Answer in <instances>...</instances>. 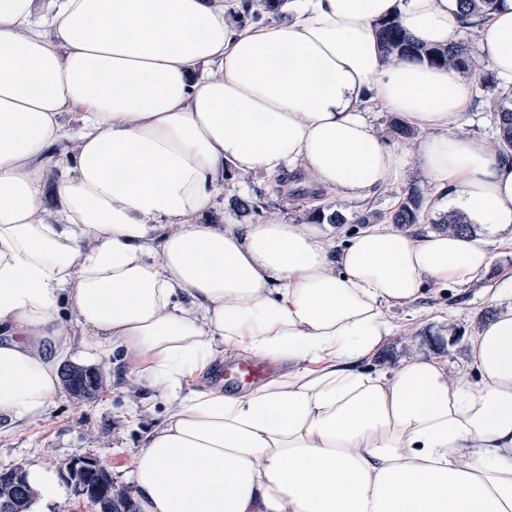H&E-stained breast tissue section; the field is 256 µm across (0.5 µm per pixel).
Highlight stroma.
<instances>
[{
    "label": "stroma",
    "mask_w": 512,
    "mask_h": 512,
    "mask_svg": "<svg viewBox=\"0 0 512 512\" xmlns=\"http://www.w3.org/2000/svg\"><path fill=\"white\" fill-rule=\"evenodd\" d=\"M415 186L427 196L424 219L417 226L418 231L426 232L432 230L442 211L434 189L413 164L404 180L367 202L332 196L328 203L346 214L367 208L386 213L395 199ZM490 250V266L469 284L445 291L429 289L414 306L390 311L388 317L397 331L365 362V369L389 372L403 359L439 355L447 359L451 378L467 373L471 337L487 316L512 305V285L504 281L505 272L512 270V252L496 244ZM96 366L103 371L105 382L95 399L77 401L63 391L38 421L0 420V470L39 465L61 476L73 458L99 456L108 459L113 481L124 484L122 464L130 461L163 422L166 406L155 390L132 383L118 359H103Z\"/></svg>",
    "instance_id": "stroma-1"
}]
</instances>
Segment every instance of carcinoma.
<instances>
[{"label":"carcinoma","mask_w":512,"mask_h":512,"mask_svg":"<svg viewBox=\"0 0 512 512\" xmlns=\"http://www.w3.org/2000/svg\"><path fill=\"white\" fill-rule=\"evenodd\" d=\"M285 0H258L259 9L251 15L258 20L263 16H281V7ZM463 11L461 15L462 28L466 29L467 40L450 44L446 47L429 48L416 44L406 33L396 18L379 23L380 40L387 52L401 57H425L432 64H448L461 68L469 76L478 75L482 87L493 89L497 85L494 76L488 72L477 73L474 57V45L478 34L475 26L479 20L490 11L496 9L501 0H461ZM493 124L496 130L495 143L501 152L512 151V95H501L494 102ZM426 197L418 189L409 191L396 209L386 214L378 212L353 213L346 216L336 209L331 213L315 215L304 213L302 220H313L317 224H373L385 221L391 224H419L425 208ZM437 229L442 231L465 233L471 230L465 217L460 213L449 214L435 222ZM69 395L84 401L96 395L100 388L97 373L88 368L72 369L63 379ZM86 472L80 478L87 488L99 487L103 490L101 498L89 500L98 512H135L128 488L116 487L112 484V476L103 470H92V465L84 462ZM34 497L29 485H24L22 492H17L14 480L0 479V512H27Z\"/></svg>","instance_id":"cac0c4a2"}]
</instances>
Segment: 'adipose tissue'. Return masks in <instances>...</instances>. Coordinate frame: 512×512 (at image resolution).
Wrapping results in <instances>:
<instances>
[{"mask_svg": "<svg viewBox=\"0 0 512 512\" xmlns=\"http://www.w3.org/2000/svg\"><path fill=\"white\" fill-rule=\"evenodd\" d=\"M247 2L0 0V417L53 404L79 329L168 404L128 464L137 512H512V307L470 340L477 384L437 355L361 366L388 310L512 244V157L466 131L472 79L378 39L396 16L448 46L460 0H286L238 23ZM479 46L512 91V0ZM412 162L475 234L379 223L336 250L275 212L212 220L239 174L364 200ZM227 351L288 370L199 387ZM390 118H391V116H389V114H387V113L375 114L374 122L377 125V127L383 133L384 132L387 133V131H388L387 127H388V124H389V126L391 128V131L397 136V138H401V139H411V138H414V136L416 134H415V132L411 128H409L406 125H404L396 117H393L391 120H390ZM389 121H390V123H389ZM387 134H389V133H387ZM390 137H388V138L391 139V140H399L397 138H394L391 135H390ZM256 360H264L265 362L273 365L274 372L271 375L267 376L262 381H260L259 383H256V384L254 382H252V383H243L240 387H236V386H232V385H224V391L225 392H234V393H244V392H247L250 389H252L255 386H257L258 384H260L262 382H265V381L273 378L274 376L278 375L284 369V365H282L279 362L272 361V360H269V359H260V358H255V357L235 356V355H224V360L215 364V366H217L216 367V371H213V375L211 376L210 379H211V381H213L215 383L223 384L224 381L218 379L217 372H218V370H220L221 368L224 367V364H227L229 362H254Z\"/></svg>", "mask_w": 512, "mask_h": 512, "instance_id": "obj_1", "label": "adipose tissue"}]
</instances>
